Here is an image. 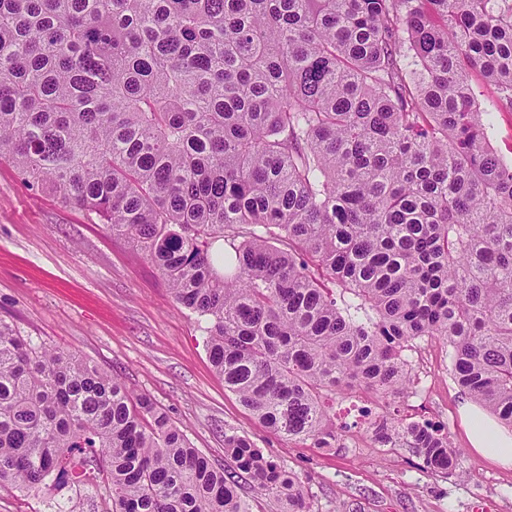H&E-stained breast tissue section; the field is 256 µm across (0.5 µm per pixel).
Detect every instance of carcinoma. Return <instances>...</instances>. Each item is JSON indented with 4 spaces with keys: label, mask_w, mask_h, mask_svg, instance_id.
Listing matches in <instances>:
<instances>
[{
    "label": "carcinoma",
    "mask_w": 512,
    "mask_h": 512,
    "mask_svg": "<svg viewBox=\"0 0 512 512\" xmlns=\"http://www.w3.org/2000/svg\"><path fill=\"white\" fill-rule=\"evenodd\" d=\"M497 87L481 106L470 72ZM512 0H0V160L95 213L204 318L263 426L336 447L326 400L412 394L451 348L512 427ZM373 441L466 473L445 427ZM219 468L146 396L0 322V486L91 481L106 512H248L239 481L311 512L236 429ZM492 128L489 131L491 145L504 157H512V108L500 103L498 112L493 113Z\"/></svg>",
    "instance_id": "cac0c4a2"
}]
</instances>
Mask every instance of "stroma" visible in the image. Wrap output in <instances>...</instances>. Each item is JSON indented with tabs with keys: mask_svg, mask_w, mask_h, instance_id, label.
Wrapping results in <instances>:
<instances>
[{
	"mask_svg": "<svg viewBox=\"0 0 512 512\" xmlns=\"http://www.w3.org/2000/svg\"><path fill=\"white\" fill-rule=\"evenodd\" d=\"M0 320L149 396L215 466L226 462L225 428H235L299 476L312 512H512V468L473 449L466 399L443 341L421 342L411 352L417 382L401 413L445 426L467 458L465 476L431 473L410 448L373 443L341 400L336 419L350 428L332 450L274 435L225 390L209 360L204 320L176 302L145 255L96 214L32 188L5 161Z\"/></svg>",
	"mask_w": 512,
	"mask_h": 512,
	"instance_id": "35a3bbf8",
	"label": "stroma"
}]
</instances>
